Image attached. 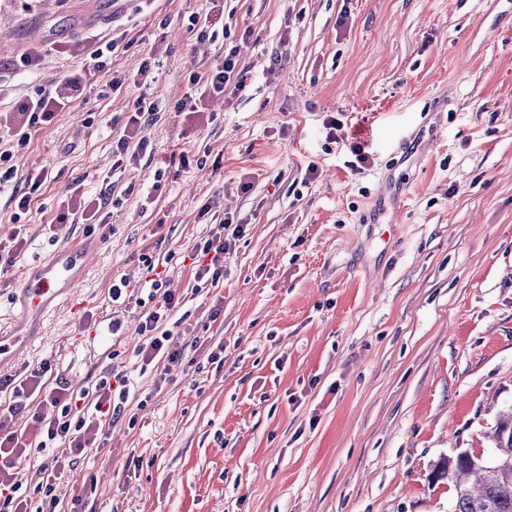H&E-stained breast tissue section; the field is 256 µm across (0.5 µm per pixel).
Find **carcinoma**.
Returning <instances> with one entry per match:
<instances>
[{"mask_svg": "<svg viewBox=\"0 0 512 512\" xmlns=\"http://www.w3.org/2000/svg\"><path fill=\"white\" fill-rule=\"evenodd\" d=\"M491 459L464 450L439 461L433 473L455 492L453 512H512V410L500 415Z\"/></svg>", "mask_w": 512, "mask_h": 512, "instance_id": "cac0c4a2", "label": "carcinoma"}]
</instances>
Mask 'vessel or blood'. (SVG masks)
Returning <instances> with one entry per match:
<instances>
[{"label": "vessel or blood", "mask_w": 512, "mask_h": 512, "mask_svg": "<svg viewBox=\"0 0 512 512\" xmlns=\"http://www.w3.org/2000/svg\"><path fill=\"white\" fill-rule=\"evenodd\" d=\"M95 253L90 244L74 243L30 266L17 303L22 322L30 324L31 329L23 333L14 328L9 335L0 336L1 364L11 361L28 345L32 329L39 327L50 312L64 306L74 312L79 310L77 288Z\"/></svg>", "instance_id": "vessel-or-blood-1"}]
</instances>
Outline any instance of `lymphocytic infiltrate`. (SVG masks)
Masks as SVG:
<instances>
[{
	"label": "lymphocytic infiltrate",
	"instance_id": "obj_1",
	"mask_svg": "<svg viewBox=\"0 0 512 512\" xmlns=\"http://www.w3.org/2000/svg\"><path fill=\"white\" fill-rule=\"evenodd\" d=\"M237 56L238 48L232 45L206 72L190 71L188 90L174 103V112L196 115L207 98L234 96L242 91ZM82 80L81 71H73L65 77L62 89L36 91L17 111L0 113V188L17 174L12 159L25 152L34 131L50 124L56 113L70 109ZM161 110L158 102L142 95L136 97L122 135L112 143V173L138 165L149 147L144 131ZM247 226L246 219L224 215L196 244L192 256L196 284L219 282L224 274V257L245 236ZM149 290L156 304L141 312L137 326L141 343L136 350L146 366L159 357L174 360L182 356L181 351L170 349L172 333L164 327L180 301L165 288L162 278H153ZM50 369V364L44 363L22 377H0V393L9 395L8 403L0 405V512H65L60 491L65 475L73 471L76 459L86 449L100 447L104 421L119 417L129 399L126 370L111 369L109 376L97 379L91 394L86 395L74 393L62 383L47 387L44 377ZM36 399L55 408V416L48 418L33 411L28 434L18 433L17 415L30 409ZM27 480L33 485L29 496L22 491Z\"/></svg>",
	"mask_w": 512,
	"mask_h": 512
}]
</instances>
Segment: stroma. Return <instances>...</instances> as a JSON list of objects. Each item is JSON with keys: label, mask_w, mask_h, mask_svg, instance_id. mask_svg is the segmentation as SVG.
I'll use <instances>...</instances> for the list:
<instances>
[{"label": "stroma", "mask_w": 512, "mask_h": 512, "mask_svg": "<svg viewBox=\"0 0 512 512\" xmlns=\"http://www.w3.org/2000/svg\"><path fill=\"white\" fill-rule=\"evenodd\" d=\"M205 8L0 0V111L87 71L72 108L15 162L20 185L49 171L30 211L14 219L0 195V239L19 222L31 238L0 274V325L18 321L26 267L84 235L79 222L53 240L41 227L73 184L102 185L137 95L113 79L160 51L147 93L174 103L190 67L221 50L187 29ZM212 23L241 44L244 91L207 101L206 121L167 109L146 128L151 154L99 213L107 237L94 242L80 316L50 314L0 375L47 361L80 392L113 362L135 366L139 308L110 335L109 288L141 285L146 252L183 297L170 328L184 355L137 376L103 448L78 459L70 492L88 512H452L434 465L494 454L488 434L512 408V0H224ZM113 39L123 47L94 68L91 45ZM332 113L365 142L368 169L327 143ZM412 135L424 146L407 157L398 145ZM182 150L220 165H170ZM394 180L404 189L390 214L378 192ZM208 201L250 226L218 287L196 294L186 257L210 230L198 217Z\"/></svg>", "instance_id": "35a3bbf8"}]
</instances>
